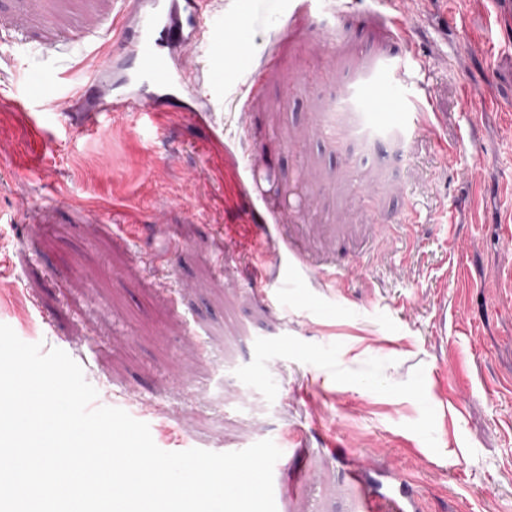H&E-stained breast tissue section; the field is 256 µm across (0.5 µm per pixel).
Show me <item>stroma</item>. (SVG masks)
Masks as SVG:
<instances>
[{
    "label": "stroma",
    "instance_id": "obj_1",
    "mask_svg": "<svg viewBox=\"0 0 512 512\" xmlns=\"http://www.w3.org/2000/svg\"><path fill=\"white\" fill-rule=\"evenodd\" d=\"M124 2L0 0V323L65 347L99 405L136 392L162 450L273 440L281 478L313 479L277 512H359L361 456L422 512H512V0H401L403 43L385 0H213L223 54L190 63L224 80L215 153L178 112L53 114L88 75L57 41L100 40ZM380 55L433 127L325 124L370 123Z\"/></svg>",
    "mask_w": 512,
    "mask_h": 512
}]
</instances>
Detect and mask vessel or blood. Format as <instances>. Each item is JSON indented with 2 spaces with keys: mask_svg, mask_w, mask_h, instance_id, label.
<instances>
[{
  "mask_svg": "<svg viewBox=\"0 0 512 512\" xmlns=\"http://www.w3.org/2000/svg\"><path fill=\"white\" fill-rule=\"evenodd\" d=\"M132 8L112 21L114 45L127 53L135 69L138 90L114 92L106 75L112 66V56L100 46H91L88 54L96 60L95 70L81 87L83 105L82 127L92 129L102 115L134 110L142 113L157 111L169 100H188L189 119H198L194 102L207 99L210 89L204 86L197 70L187 68L191 53L208 46L212 56H220L224 45L223 26H210L211 0H132ZM373 82L390 84L399 103L408 104L402 121L409 127L429 124L433 110L431 102L408 95L404 90L401 70L395 60H382L372 77ZM311 480L308 473L299 472L288 482L274 481V499L295 497Z\"/></svg>",
  "mask_w": 512,
  "mask_h": 512,
  "instance_id": "obj_1",
  "label": "vessel or blood"
}]
</instances>
